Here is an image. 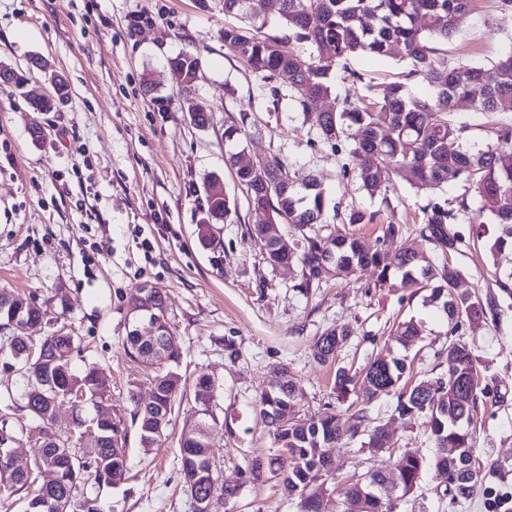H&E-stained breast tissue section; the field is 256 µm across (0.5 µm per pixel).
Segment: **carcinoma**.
<instances>
[{
  "mask_svg": "<svg viewBox=\"0 0 512 512\" xmlns=\"http://www.w3.org/2000/svg\"><path fill=\"white\" fill-rule=\"evenodd\" d=\"M473 0H224V15L245 22V25H224L221 37L224 47L243 58L255 76L279 96L275 82L288 77V87L305 115L327 143L336 151H345L356 159L352 178L371 197L381 188L391 172L403 174L406 182L419 188H444L452 182L472 184L473 199H462L458 209L446 201L427 205L430 239L439 248L448 247L444 225L457 219V212H472L473 223L495 225V232L485 240V248L495 257L506 249L512 250V126H493L481 145L470 144L464 138L466 126L453 119L458 100L467 98L476 112H512V53L491 66L477 63H448V57L435 47L453 35L457 22L472 8ZM376 23H365L367 16ZM278 18L288 28V35L261 33L269 17ZM306 44L312 49L310 61L301 62L295 45ZM402 55L410 66L409 75L419 76L427 84L423 97L411 95L403 81L388 83L382 95L369 102L351 101L333 96L334 73L347 68L351 58L369 54ZM170 69L183 90H192L200 69L199 58L181 54L170 60ZM326 103V109L314 111L311 104ZM456 144L453 149L448 143ZM227 162L236 167L239 183L247 189L254 207L267 214L264 224L250 232L266 261L276 266L285 261L299 260L304 268L305 290L319 287L322 268L370 269L377 282L389 288H410L423 284L428 287V300L447 316L450 334L459 331L462 320L486 313L483 302L457 288L460 272L411 246H403L391 260L385 240L402 234L400 225L389 224L384 240L373 242L362 237L321 235L316 225L323 223L327 193L313 177L295 184L282 159L271 156L264 168L254 170L237 164V154H227ZM207 209L199 224V238L211 248L216 238L211 225L226 221L232 213L231 201L224 184L217 176L204 186ZM289 224L301 233L300 246L284 247L280 239L269 234L268 225ZM137 313L133 323L144 318H156V339L164 346L170 360L180 358V346L169 324L166 299L161 289L150 283L138 287L128 305ZM45 311L33 302L11 292L0 291V331H14V323L34 324L43 320ZM349 336V329L337 326L322 333L317 341L316 356L332 360ZM422 336V324L410 319L397 325L391 341L409 349ZM30 337L15 331L13 356L25 381L26 412L36 426H20L14 435L0 434V472L3 458L13 444L23 437L41 439L36 449L33 469L50 470L54 478L34 489L27 500L28 512H98L93 492L125 480L127 473L126 438L121 424L112 420V413L101 405L111 396V382L106 371L92 365L77 372L72 354L77 339L71 332L59 330L43 339L44 358H29L26 353ZM125 350L146 365L152 364L145 344L129 330ZM448 372L475 381L467 390H455L442 378L422 379L412 388L398 390L407 371L406 356L398 355L372 361L380 364L376 378L362 379L339 368L336 371V392L345 399L360 389L363 407L352 416L351 426L343 430L336 414L324 412L307 420L288 419V409L296 396V386L281 369L282 380L265 391L260 399V415L275 442L287 455L277 458L256 457L248 463V479L259 481L269 474L282 478L288 490L301 496L302 512H319L306 498L307 491L318 479L329 449L345 437L367 436V445L377 454L388 443L384 426L373 425L367 405L383 394L396 393L394 412L401 418H424L423 425L433 445L431 458L415 448L402 454L395 473L382 468L366 472L362 477L339 490L342 498H355L362 512H393V503H384L376 490L386 482L397 485L401 500L421 482L427 468L448 471V449L455 448L456 467L460 474L448 479L447 491L454 500H468L478 491L485 475L474 479L469 469L474 465V432L466 429V421L474 418L478 409L481 373L469 346L461 340L448 341ZM83 391L96 406L99 429L104 434L100 447L85 461L78 455L74 436L81 434L85 418L75 412L73 427L54 431L50 418L71 391ZM184 396L180 376L174 372L153 376L151 400L136 407L134 421L140 442L146 446L158 436H148L145 428L156 425L158 419H168L177 397ZM212 457L209 439L197 434L195 440L180 442L181 472L190 492L206 498L228 502L238 495V487L214 486L210 481L206 459ZM38 475L22 471L9 475L3 489L7 496L29 490ZM91 492L77 499L80 484Z\"/></svg>",
  "mask_w": 512,
  "mask_h": 512,
  "instance_id": "cac0c4a2",
  "label": "carcinoma"
}]
</instances>
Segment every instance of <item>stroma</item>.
Segmentation results:
<instances>
[{
	"label": "stroma",
	"instance_id": "obj_1",
	"mask_svg": "<svg viewBox=\"0 0 512 512\" xmlns=\"http://www.w3.org/2000/svg\"><path fill=\"white\" fill-rule=\"evenodd\" d=\"M208 2L204 9L198 0H0V64L23 79L22 86L0 87V290L46 309L28 331L33 339L58 329L80 337L73 365L80 371L93 362L111 374L113 419L130 421V394L149 400L152 370L187 381L209 375L218 418L210 429L213 451L222 482L239 488L218 512H301L299 495H288L279 477L251 482L245 473L252 458L280 452L259 415L260 396L278 368L288 367L299 388L292 416L333 411L346 428L354 408L337 398V368L357 373L387 355L393 323L411 318L422 322L424 335L408 352L406 384L447 376L449 325L424 292L379 286L369 271H341L305 290L300 262L269 267L249 236L263 215L225 163L224 130L244 123L241 163L276 155L294 181L315 176L340 206L325 217L337 236L373 239L398 224L405 244L436 254L423 208L439 194L413 189L397 174L377 197L359 189L343 173L347 155L305 122L288 88L272 98L246 61L225 49L224 0ZM443 50L452 63L497 62L512 51V9L502 0H476ZM182 51L200 59L189 94L168 65ZM33 55L45 68L28 70ZM350 67L335 80L342 98L363 95L354 74L379 93L405 70L393 56L359 55ZM59 77L68 85L64 104L34 111L33 96L53 95ZM193 109L208 116L206 128L191 123ZM35 124L43 129L36 141ZM212 174L223 180L236 212L214 225L218 246L210 250L197 232L207 208L203 182ZM354 209L374 214V221L349 223ZM474 231L469 215H459L443 254L462 273L459 290L489 307L487 315L464 321L457 337L481 370L475 458L492 474L474 499L458 503L445 492L447 476L427 473L395 512H495L496 500L512 495V292L495 284L497 272L512 269V252L485 256ZM145 282L166 296L179 362L162 356L148 368L123 348L128 302ZM336 324L348 325L351 335L334 363L319 362L316 338ZM392 405L382 396L370 406L388 426L389 452L373 456L357 440L333 448L331 473L317 481L324 512H338L337 489L350 476L374 467L395 471L407 448L431 455L421 420L394 415ZM194 415L192 401L177 404L161 442L150 448L130 433L128 478L101 490L102 512H193L179 441Z\"/></svg>",
	"mask_w": 512,
	"mask_h": 512
}]
</instances>
